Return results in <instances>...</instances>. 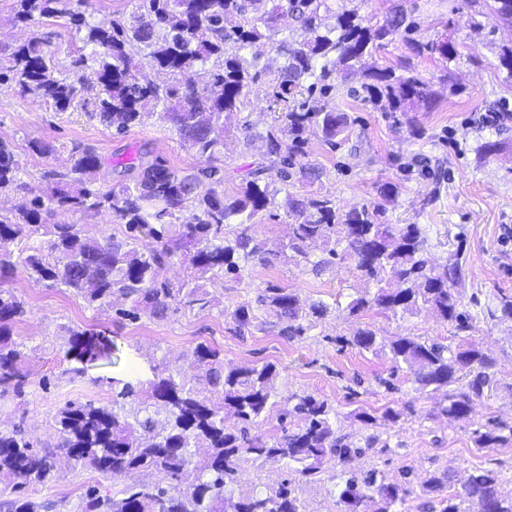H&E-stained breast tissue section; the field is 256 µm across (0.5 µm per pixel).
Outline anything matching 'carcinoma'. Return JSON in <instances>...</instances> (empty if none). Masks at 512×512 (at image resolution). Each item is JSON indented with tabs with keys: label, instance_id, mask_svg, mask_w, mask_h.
I'll list each match as a JSON object with an SVG mask.
<instances>
[{
	"label": "carcinoma",
	"instance_id": "carcinoma-1",
	"mask_svg": "<svg viewBox=\"0 0 512 512\" xmlns=\"http://www.w3.org/2000/svg\"><path fill=\"white\" fill-rule=\"evenodd\" d=\"M12 21L30 29L29 38L11 48L0 45V85L9 84L22 96L32 95L63 111L93 102L95 117L121 134L142 122L150 110L179 136L199 166L171 168L160 160L142 163L131 183L105 190L93 188L103 161L96 149L80 142L69 149L70 167L43 173L39 193L15 211L0 214V278L10 279L17 267L35 282H50L99 308L121 297L129 308L116 314L130 321L140 313L163 316L170 304L206 311L212 299L198 284L224 275H241L249 263L269 262V256L291 252L308 258L310 245L328 248L331 257L351 260L376 290L352 299L349 310L359 313H414L422 308L455 325L473 327L474 316L464 309L458 285L464 268L459 254L438 265L428 257V239L416 224H386L382 217L396 197L387 184L379 200L344 209L331 195L298 197L288 187L314 175L300 162L307 154L308 133L321 130L334 145L338 134L352 123L331 106V92L347 83L371 50L382 42L412 30L407 16L397 10L375 28L362 25L356 10L332 11L328 0H134L135 23L115 17L107 25L92 20L77 0H13ZM495 19L512 22V0H493ZM295 18L298 27L284 37L277 25L281 16ZM240 22L230 28L227 18ZM61 18L82 43V52L64 65L52 50L55 31L51 20ZM264 41L284 59L272 80L270 100L278 116L262 139L269 164L249 168L235 192L224 193V170L214 162L224 154V115L241 112L244 99L262 69L258 56L245 50ZM137 43L135 58L127 45ZM427 51L453 61L458 56L450 38L426 44ZM150 67L157 79L143 83L141 71ZM91 69L96 83L69 72ZM363 99H385L395 112L410 107L433 108L426 82L392 68L370 66L362 71ZM277 168L282 186L269 181ZM23 167L13 146L0 139V192L27 189ZM286 192L288 241L279 252L266 248L251 229ZM191 210L182 222L179 213ZM59 211L91 218L101 212L125 225L123 237L90 235L82 224H57ZM50 236L48 249L32 246L26 256H15L16 239ZM141 241L149 242L145 250ZM187 275L174 283L164 277L175 265ZM396 280L395 290L382 283ZM258 306L274 312L287 339L305 335L313 317L325 314L317 302L304 310L286 288L269 287ZM25 314L23 303L9 289H0V391L25 395L30 381L18 368L22 357L12 340V326ZM229 315L240 335L254 327V307L240 304ZM489 320H512V297L487 307ZM345 343L374 354H384L393 369H406L417 390H446L450 418L468 416L476 401L493 383L495 360L473 345L453 349L418 336H398L389 344L377 341L369 328H360ZM67 354L80 362L109 356L112 345L89 330H68ZM199 363L207 367L211 396L200 395L186 378L149 367L152 379H112V406L69 402L55 421V448L71 462L112 477L134 470L156 473L151 487L125 485L101 494L88 490L80 512H308L299 484L334 482L336 512H402L414 492L413 469L404 466L392 480L371 469L348 468L363 449L336 436V409L325 399L305 392L279 393L276 369L270 363L251 367L224 364L209 347L196 348ZM351 416L366 426L383 420L397 423L402 413L387 408L376 417L362 408ZM276 418L277 430L255 435L260 424ZM512 442V426L490 422L478 432L480 448ZM53 452L38 447L15 425L0 430V512H44L52 508L25 495L31 483L53 477ZM336 461L341 470L327 474ZM280 463L293 470L276 487L237 496L232 485L245 465ZM195 477L179 493L164 486L188 471ZM499 472L477 468L462 491L443 494L448 474L432 473L419 484V495L433 512H512V498L501 497Z\"/></svg>",
	"mask_w": 512,
	"mask_h": 512
}]
</instances>
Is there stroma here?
<instances>
[{"label":"stroma","instance_id":"1","mask_svg":"<svg viewBox=\"0 0 512 512\" xmlns=\"http://www.w3.org/2000/svg\"><path fill=\"white\" fill-rule=\"evenodd\" d=\"M332 8L354 7L366 23L383 22L394 10L407 12L412 31L373 50L371 60L382 67H409L430 85L439 105L409 112L392 111L387 101L369 102L338 91L336 111L348 113L353 124L324 142L320 130L309 136L306 163L315 170L313 180L295 185L298 195L329 194L343 208L377 199L383 185L397 186L398 195L386 213L391 224H417L425 232L431 256L443 261L452 252L463 254L466 277L463 300L478 299L472 307L474 327L460 332L429 310L416 314H380L348 309L349 302L373 291L354 264L338 260L321 266L324 247L310 248L307 257L272 259L270 264L249 265L242 277L206 282L213 301L207 311L172 305L165 319L141 314L138 321L116 317L113 307L89 306L71 291L35 283L17 272L6 286L25 307L13 328L22 352L21 367L30 385L24 397L0 398V428L23 424L29 436L54 445V416L69 401L112 403V380L142 373L148 363L167 367L193 379L201 395H208L205 368L195 358L198 345L220 352L239 366L274 363L280 391L306 392L327 399L338 412L336 431L353 442H371L372 448L356 459L354 468L378 469L396 476L401 466H412L417 476L446 472L453 490H461L476 468L500 472L499 491L512 497V443L494 449L478 448L476 432L490 419L512 423V322L488 321L484 307L495 305L500 294L512 296V127L498 132L484 127L481 114L499 107L512 112V75L501 68V48L512 47V26L478 15L466 0H329ZM459 42V56L446 61L439 54L417 53L415 44L444 35ZM266 71L253 85L245 107L251 131L240 127L238 115L224 125V190L233 193L242 169L263 159L262 133L273 125L275 112L269 85L284 64L282 56L266 45L255 47ZM0 138L12 143L24 168L29 189L41 186L45 170H67L72 143L93 146L104 161L98 179L108 187L135 177L143 161L160 159L177 169L197 160L184 149L178 135L151 118L118 135L90 119L87 108L75 106L59 112L41 99L20 96L11 86H0ZM52 143L47 158L33 154L31 140ZM499 143L498 151L484 156L481 143ZM278 286L293 292L302 305L320 301L328 310L305 336H281L274 312L259 311L251 334L238 335L227 313L241 303H255L265 288ZM374 330L380 342L398 336H418L443 344L460 340L475 344L497 361L494 387L463 419L441 414L442 393H420L409 374L392 371L384 355L372 354L340 340L357 329ZM91 329L112 342L110 359L82 365L67 357L68 329ZM401 411L394 425L368 427L352 418L355 408ZM51 481L33 485L25 494L48 502L51 512H76L90 487L101 491L126 484L151 485L154 475L135 471L112 477L73 466L55 454Z\"/></svg>","mask_w":512,"mask_h":512}]
</instances>
